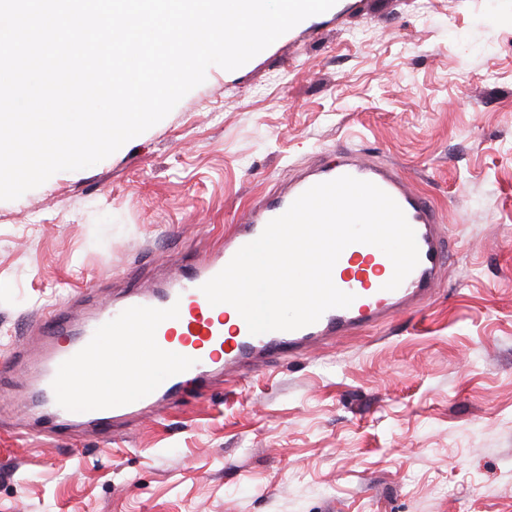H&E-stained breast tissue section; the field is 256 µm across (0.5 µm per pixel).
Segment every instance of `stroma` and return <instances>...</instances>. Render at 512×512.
<instances>
[{
	"instance_id": "1",
	"label": "stroma",
	"mask_w": 512,
	"mask_h": 512,
	"mask_svg": "<svg viewBox=\"0 0 512 512\" xmlns=\"http://www.w3.org/2000/svg\"><path fill=\"white\" fill-rule=\"evenodd\" d=\"M342 149L440 211L452 253L420 313L108 435L44 431L50 304L164 282ZM0 512H512V0H337L96 165L0 201Z\"/></svg>"
}]
</instances>
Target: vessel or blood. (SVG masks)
<instances>
[{"label": "vessel or blood", "mask_w": 512, "mask_h": 512, "mask_svg": "<svg viewBox=\"0 0 512 512\" xmlns=\"http://www.w3.org/2000/svg\"><path fill=\"white\" fill-rule=\"evenodd\" d=\"M343 175L374 183L402 208L415 231L418 265L396 290L387 291L379 278L385 254L373 245L351 244L341 254L349 268L335 282L338 289L354 294L349 307L329 309L317 322L293 331L254 335L242 323L233 336H225L224 318L217 315L202 285L217 275L242 246L259 237L267 223L283 214L303 192ZM446 265L447 247L439 211L431 199L408 185L396 168L342 151L334 161L290 182L270 200L243 210L233 235L221 249L186 264L167 284L135 289L119 303L100 305L78 320L67 318L62 309L49 310L41 319L45 347L32 380L48 409L50 429L60 432L72 422L82 421L106 432L114 423L144 410L177 403L187 382L206 384L211 373L222 369L261 368L269 358L300 356L335 338L358 335L396 312H415L432 295ZM135 322L140 325L136 331L131 328ZM134 331L144 338L143 360L166 350L174 339L182 349L176 360L166 362L163 376L136 398L99 394L92 376L101 372L118 376L126 368L123 359L106 349L105 336ZM78 373L90 378L81 394L61 396L63 383Z\"/></svg>", "instance_id": "1"}]
</instances>
